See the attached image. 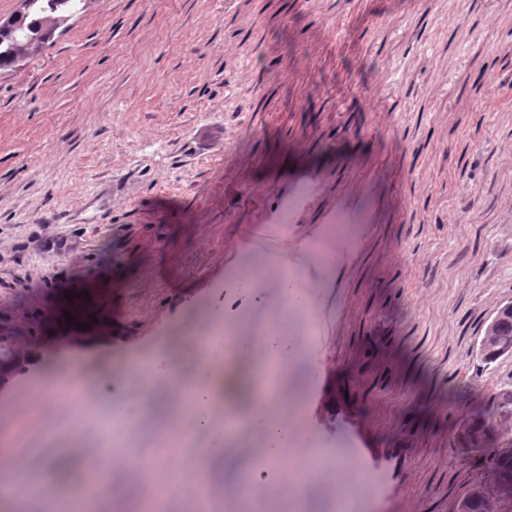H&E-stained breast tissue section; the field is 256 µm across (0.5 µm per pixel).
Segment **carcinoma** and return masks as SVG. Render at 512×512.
<instances>
[{
    "instance_id": "obj_1",
    "label": "carcinoma",
    "mask_w": 512,
    "mask_h": 512,
    "mask_svg": "<svg viewBox=\"0 0 512 512\" xmlns=\"http://www.w3.org/2000/svg\"><path fill=\"white\" fill-rule=\"evenodd\" d=\"M83 11V0H29L24 14L0 24V70L13 67L17 56L37 51L64 30ZM512 350V304L499 309L488 324L479 346V360L490 365ZM512 427V388H503L485 405L460 422L459 441L464 448H490L488 466L491 481L477 485L458 503L457 512H496L498 499L506 497L499 477L512 476V439L505 430Z\"/></svg>"
}]
</instances>
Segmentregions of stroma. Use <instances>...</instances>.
I'll list each match as a JSON object with an SVG mask.
<instances>
[{
    "label": "stroma",
    "instance_id": "1",
    "mask_svg": "<svg viewBox=\"0 0 512 512\" xmlns=\"http://www.w3.org/2000/svg\"><path fill=\"white\" fill-rule=\"evenodd\" d=\"M313 191L289 236L280 200ZM355 245L322 279L310 242L336 223ZM289 267L311 293L313 343L289 344L288 387L326 454L372 448L356 512H455L490 472L459 447L472 406L512 386V357L478 344L512 302V0H90L36 56L0 71V336L53 346L20 389L105 364L144 403L113 443L169 449L190 419L133 364L200 305L280 308L270 282L230 283L244 260ZM81 306L85 328L65 315ZM66 401L12 417L0 453L26 477L80 483L113 399L85 377ZM188 465L208 482L251 472L261 439ZM68 461L65 470L57 461ZM112 469L97 512H142ZM286 512H336V483L288 489Z\"/></svg>",
    "mask_w": 512,
    "mask_h": 512
}]
</instances>
